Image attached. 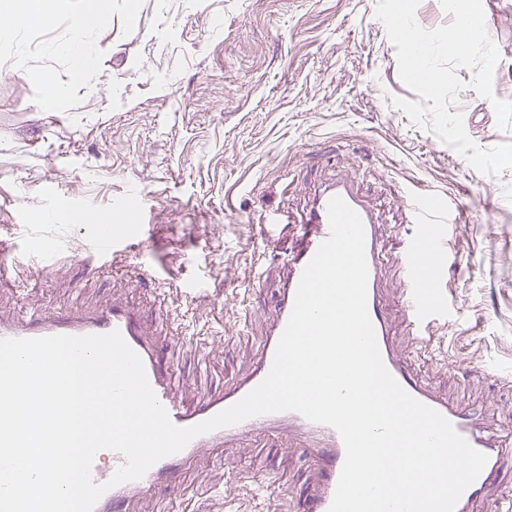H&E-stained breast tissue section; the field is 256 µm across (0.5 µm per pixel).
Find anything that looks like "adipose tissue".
<instances>
[{"mask_svg":"<svg viewBox=\"0 0 512 512\" xmlns=\"http://www.w3.org/2000/svg\"><path fill=\"white\" fill-rule=\"evenodd\" d=\"M73 11L76 17L73 33L56 50L69 58L76 74L82 76L93 70L98 58L96 50L86 44L84 35L102 28L108 6L105 0H75ZM42 13V0H0V41L24 51V34L38 23Z\"/></svg>","mask_w":512,"mask_h":512,"instance_id":"ef3b65f1","label":"adipose tissue"}]
</instances>
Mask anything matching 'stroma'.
I'll use <instances>...</instances> for the list:
<instances>
[{
    "instance_id": "obj_1",
    "label": "stroma",
    "mask_w": 512,
    "mask_h": 512,
    "mask_svg": "<svg viewBox=\"0 0 512 512\" xmlns=\"http://www.w3.org/2000/svg\"><path fill=\"white\" fill-rule=\"evenodd\" d=\"M482 7L499 53L493 95L462 68L454 108L488 148L512 142L493 107L512 102V0ZM74 21L71 0H50L21 69L0 44V315L76 300L154 308L163 364L187 399L209 398L253 371L275 314L291 240L269 244L268 224L299 222L321 182L354 174L393 229L384 301L405 355L416 345L399 246L420 228L404 196L462 205L447 227V317L430 331L429 372L440 396L512 426V169L474 170L394 106L417 95L377 0H112L83 80L54 51ZM50 78L61 89L52 106ZM120 204L140 229L125 259L90 267L84 218L107 223ZM45 217L69 241L47 269L16 253L24 227ZM180 480L185 499L162 486L132 512H289L317 472L298 441L259 435L201 456Z\"/></svg>"
}]
</instances>
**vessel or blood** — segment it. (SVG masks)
Returning a JSON list of instances; mask_svg holds the SVG:
<instances>
[{"instance_id": "1", "label": "vessel or blood", "mask_w": 512, "mask_h": 512, "mask_svg": "<svg viewBox=\"0 0 512 512\" xmlns=\"http://www.w3.org/2000/svg\"><path fill=\"white\" fill-rule=\"evenodd\" d=\"M335 196L343 198L359 214L364 225L369 271L368 312L385 367L410 395L441 413L459 435L488 457L485 469L464 491L455 507V512H471L474 501L483 496L500 469V437L482 430L467 411L439 399L422 376L408 370L406 356L392 350L380 287L389 236L376 211L357 193L354 179H342L325 186L305 217L296 224L295 242L282 258L288 268L287 277L279 291L275 316L262 344L256 367L247 378L218 395L191 402L179 394L169 371L159 363L157 340L146 335L143 308L130 304L108 301L92 311L67 307L26 317H0V338L36 339L52 335H101L119 331L141 358L148 381L172 422L180 427L201 423L241 400L268 375L278 341L294 305L302 272L330 233L327 207ZM407 209L413 222L420 224L421 231L417 236L405 240L400 247V268L405 283L401 303L411 333L422 339L427 336L431 322L439 316L443 307L437 288L447 270L445 227L456 223L457 218L446 201L432 200L426 194L409 196ZM124 242L122 229L117 226L108 237L93 232L87 238L85 247L87 252L109 260L123 252ZM280 431H291L302 436L317 466L319 486L316 493L305 500L307 512H328L345 460L343 441L333 427L312 422L294 411L254 416L195 437L182 451L156 462L142 478L111 486L96 502L93 512H127L132 502L157 485H174L176 477L189 469L203 450L221 448L255 434Z\"/></svg>"}]
</instances>
